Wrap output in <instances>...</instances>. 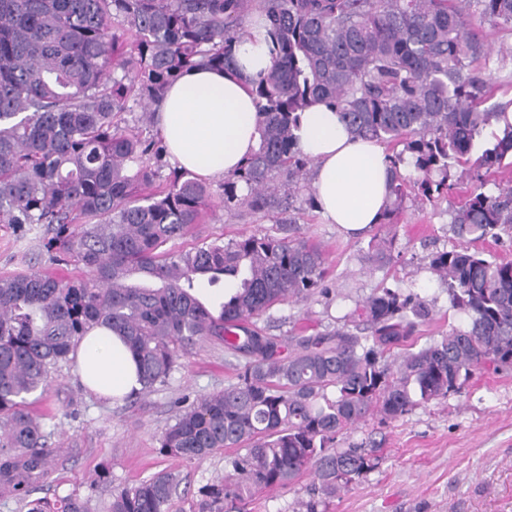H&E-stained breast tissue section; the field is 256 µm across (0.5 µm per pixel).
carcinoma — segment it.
<instances>
[{"label":"carcinoma","mask_w":512,"mask_h":512,"mask_svg":"<svg viewBox=\"0 0 512 512\" xmlns=\"http://www.w3.org/2000/svg\"><path fill=\"white\" fill-rule=\"evenodd\" d=\"M512 29V0H0V224L45 270L0 275V497L27 512H91L89 499H30L55 449L29 396L71 361L92 325L122 336L141 389L166 383L180 353L215 337L245 360L237 383L180 406L161 450L201 461L224 449L229 474L200 490L197 512H245L258 491L303 472L316 480L300 512L377 468L380 449L336 446L378 416L398 420L461 393L472 371L512 369V261L466 248L437 252L430 271L468 323L419 346L407 340L432 308L381 285L331 329L293 336V349L245 327L275 304L320 287L326 258L300 237L265 234L161 250L204 224L209 188L186 171L162 174L159 135L121 126L153 106L185 69L235 65L247 19L269 26L278 51L255 83L257 148L224 178V207L285 212L305 190L309 159L300 114L332 103L354 136L403 146L389 155L384 223H397L407 190L432 203L475 182L451 212L465 242L512 237V180L482 191V174L512 166V99L492 101L488 58L474 18ZM503 124L474 154L483 131ZM418 177L400 172L403 153ZM224 280L217 307L200 282ZM178 474L115 489L105 512H171Z\"/></svg>","instance_id":"carcinoma-1"}]
</instances>
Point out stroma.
Wrapping results in <instances>:
<instances>
[{"instance_id": "35a3bbf8", "label": "stroma", "mask_w": 512, "mask_h": 512, "mask_svg": "<svg viewBox=\"0 0 512 512\" xmlns=\"http://www.w3.org/2000/svg\"><path fill=\"white\" fill-rule=\"evenodd\" d=\"M211 189V218L193 225L177 247L277 231L278 218L272 213L227 215L220 182H213ZM469 189V182L461 181L449 197L427 206L407 196L399 224L383 232L390 243V260L383 265L368 257L372 231L349 234L324 223L308 198H300L295 233L323 247L327 291L279 304L253 319L251 328L284 341L323 331L382 284L433 303L431 320L414 334L418 342L465 325L467 316L450 309L447 293L427 262L433 252L458 247L450 211ZM241 364L222 342L201 340L180 355L164 385L132 404L97 399L80 384L71 364L52 369L49 391L34 407L44 417L49 445L64 454L43 485L42 496H89L98 508L114 488L172 469L184 478L172 512H195L199 488L223 480L224 456L217 453L202 461L166 456L159 451V438L173 424L179 399L235 384ZM369 441L381 449L378 467L329 499L327 512H512L510 371L475 372L461 395L415 409L394 422L367 419L339 438L343 446ZM104 468L109 475L102 481L98 473ZM312 487V473L304 472L288 487L256 495L248 510L298 512Z\"/></svg>"}]
</instances>
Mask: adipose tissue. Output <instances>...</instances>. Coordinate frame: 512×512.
Segmentation results:
<instances>
[{
    "instance_id": "obj_1",
    "label": "adipose tissue",
    "mask_w": 512,
    "mask_h": 512,
    "mask_svg": "<svg viewBox=\"0 0 512 512\" xmlns=\"http://www.w3.org/2000/svg\"><path fill=\"white\" fill-rule=\"evenodd\" d=\"M277 46L253 24L235 47L232 70L184 71L155 106V124L175 167L204 181L236 172L257 145L254 83L271 66ZM298 144L313 163L315 204L327 223L355 234L380 222L387 203V152L374 141L353 138L335 107L320 102L301 116ZM77 375L91 394L120 398L139 388L137 361L111 330L89 328L75 348Z\"/></svg>"
}]
</instances>
